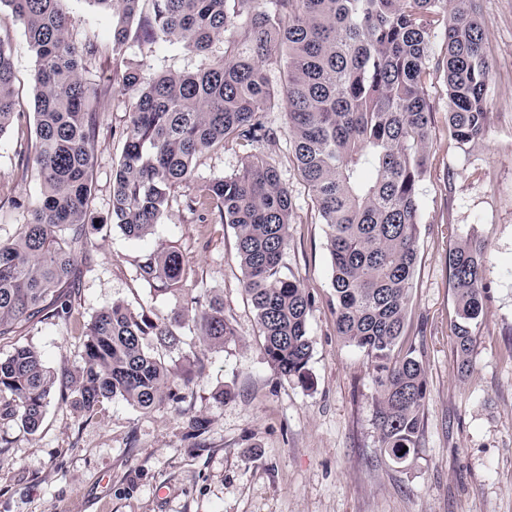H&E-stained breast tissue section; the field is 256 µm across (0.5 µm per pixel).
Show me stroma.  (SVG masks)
Returning <instances> with one entry per match:
<instances>
[{
  "instance_id": "stroma-1",
  "label": "stroma",
  "mask_w": 512,
  "mask_h": 512,
  "mask_svg": "<svg viewBox=\"0 0 512 512\" xmlns=\"http://www.w3.org/2000/svg\"><path fill=\"white\" fill-rule=\"evenodd\" d=\"M475 3L487 23L489 129L464 146L449 140L447 88L442 75H432L430 159L417 189V264L400 345L422 363L427 395L417 453L398 463L378 442L376 363L336 332L327 229L289 150L284 112L266 113L279 140L261 150L295 205L281 268L313 300L308 387L267 361L233 230L215 215L199 220L185 205L211 180L241 168L248 148L230 143L200 154L194 179L176 189L147 239H128L106 224L133 99L112 81L111 15L91 0H68L73 40L97 47L84 76L101 90L91 200L100 222L62 289L67 317L1 339L0 357L28 344L50 366L72 369L81 362L83 326L112 302L164 316L203 291L223 298L237 337L207 347L195 324H186L183 351L206 368L184 389L182 403L144 414L117 398L85 412L55 396L36 433L0 424V440L8 442L0 447V512H512V0ZM0 40L12 49L20 114L0 136L3 243L17 235L40 186L35 170L20 164L34 154L35 60L19 23L0 21ZM223 50L217 43L204 56L133 37L127 57L152 72H193ZM472 234L488 246L486 290L470 372L462 377L448 253ZM161 246L182 253L185 292H157L140 279V256ZM196 415L208 425L191 438Z\"/></svg>"
}]
</instances>
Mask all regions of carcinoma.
Returning a JSON list of instances; mask_svg holds the SVG:
<instances>
[{
  "mask_svg": "<svg viewBox=\"0 0 512 512\" xmlns=\"http://www.w3.org/2000/svg\"><path fill=\"white\" fill-rule=\"evenodd\" d=\"M150 2L149 14L143 5ZM67 0H0V17L19 22L35 59L34 118L40 203L18 236L0 244V338L69 313L56 295L88 246L97 136V85L84 78L96 54L70 38ZM112 14V79L130 94L122 157L112 174L110 223L143 240L166 215L172 193L193 175L205 150L236 142H274L266 112L286 109L298 171L327 227L336 299V331L381 362L375 417L381 448L396 461L416 450L425 370L408 353L394 357L404 333L417 261L418 183L427 169L431 69L444 74L448 129L459 145L489 127L486 22L473 0H93ZM446 20L445 54L430 66L428 43ZM152 40L224 54L195 72L148 73L125 58L133 25ZM283 60L284 82L270 83L264 65ZM11 48L0 41V137L16 112ZM213 203L232 227L245 290L269 364L311 386L312 298L281 273L294 206L278 170L251 156L188 199L191 211ZM485 245L469 237L448 253L457 321L459 369H469L474 328L483 310ZM139 276L154 290L178 292L184 279L174 247L145 252ZM199 325L202 341L236 337L224 300L199 295L191 306L152 317L116 301L86 325L77 370L51 369L39 350L17 344L0 358V421L34 433L57 386L92 410L121 398L149 411L178 404L188 380L182 329Z\"/></svg>",
  "mask_w": 512,
  "mask_h": 512,
  "instance_id": "cac0c4a2",
  "label": "carcinoma"
}]
</instances>
